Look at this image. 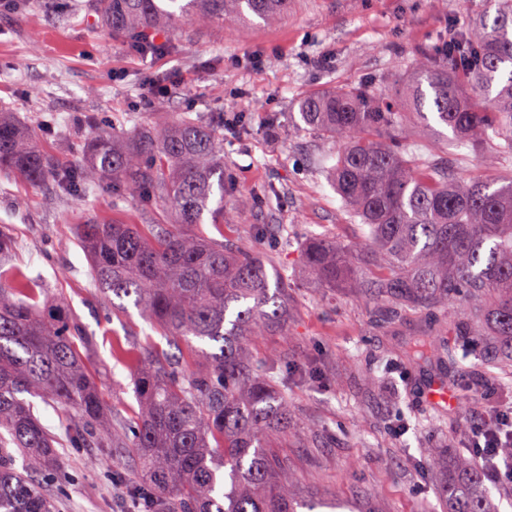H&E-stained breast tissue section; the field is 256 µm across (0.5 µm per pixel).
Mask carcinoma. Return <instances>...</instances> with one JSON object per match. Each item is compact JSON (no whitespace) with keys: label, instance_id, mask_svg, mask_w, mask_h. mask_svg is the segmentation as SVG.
<instances>
[{"label":"carcinoma","instance_id":"1","mask_svg":"<svg viewBox=\"0 0 512 512\" xmlns=\"http://www.w3.org/2000/svg\"><path fill=\"white\" fill-rule=\"evenodd\" d=\"M290 0H95L97 20L150 47L186 19L272 22ZM485 99L478 111L471 95ZM428 114L452 132L451 147L478 150L499 141L512 156V0H487L446 41L402 77L390 103L364 87L318 92L298 104L303 129L342 142L327 175L352 218L367 227L349 245L324 233L301 243L306 272L324 288L343 282L405 318L442 314L400 347L408 361L433 363L448 383L462 365L456 349L483 335L485 358L512 388V179L450 174L443 163L417 171L397 136L402 110ZM222 112H185L140 126L124 140L97 134L81 143L83 162L54 163L0 111V168L26 180L51 178L67 193L107 186L164 210L168 224H83L80 246L94 285L123 314L130 299L163 335L196 340L202 366L187 371L149 349L135 360L138 411L102 425L105 407L87 361L92 346L77 320L43 313V289L22 273L0 276V512H53L34 479L49 473L59 449L94 445L138 464L148 489L131 496L140 512H313L294 498L286 466L269 448L290 432L286 384L258 368L248 341L288 329L294 282L267 261L191 231L224 223ZM68 416L59 437L42 424L32 399ZM445 512H492L481 476L466 457L443 483Z\"/></svg>","mask_w":512,"mask_h":512}]
</instances>
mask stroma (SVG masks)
Wrapping results in <instances>:
<instances>
[{"instance_id": "35a3bbf8", "label": "stroma", "mask_w": 512, "mask_h": 512, "mask_svg": "<svg viewBox=\"0 0 512 512\" xmlns=\"http://www.w3.org/2000/svg\"><path fill=\"white\" fill-rule=\"evenodd\" d=\"M71 2L30 0L22 14L0 6V104L67 165L79 164L74 146L92 130L125 137L131 112L146 125L182 112L241 116L246 137L224 136V224L205 223L201 230L259 254L269 270L295 283L287 335L249 340L259 359L288 370V410L302 427L271 444L292 477V491L322 499L320 512H361L368 501L378 512H442L440 476L426 451L462 453L472 425L490 413L483 392L500 401L503 389L473 357L464 366L477 373L479 385L465 387L452 404L432 403L427 392L439 369L398 354L420 321H391L384 303L319 287L302 271L299 246L309 234L355 243L365 228L350 219L326 176L339 142L298 130L293 110L330 86L365 84L387 101L416 59L434 53L450 25L481 12L485 0H292L272 24L192 22L167 32L169 52L153 61L103 25L68 22ZM156 79L172 89L143 105L144 86ZM48 113L56 118L51 133L43 127ZM89 116L94 125L86 124ZM451 136L446 126L431 123L404 141L403 154L416 163L447 160L457 172L512 176V158L495 143L452 154ZM263 189L271 192L265 203L239 210V196ZM89 219L163 221L133 194L116 206L104 189L75 196L53 182L32 183L0 169V225L16 241L12 262L40 279L42 306L64 297L67 314L92 337L89 357L107 415L117 421L137 407L134 366L117 356V347L164 351L188 370L199 358L153 330L136 308L110 313L77 240L79 224ZM260 226L267 229L261 237ZM137 483L130 460L101 448L62 449L56 474L41 481L54 512H131L128 491Z\"/></svg>"}]
</instances>
